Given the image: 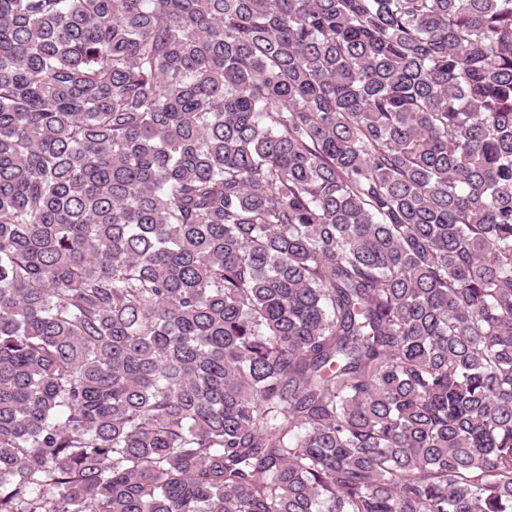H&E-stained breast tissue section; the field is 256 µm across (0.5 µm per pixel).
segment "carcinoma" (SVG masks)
Segmentation results:
<instances>
[{
    "label": "carcinoma",
    "mask_w": 512,
    "mask_h": 512,
    "mask_svg": "<svg viewBox=\"0 0 512 512\" xmlns=\"http://www.w3.org/2000/svg\"><path fill=\"white\" fill-rule=\"evenodd\" d=\"M0 512H512V0H0Z\"/></svg>",
    "instance_id": "carcinoma-1"
}]
</instances>
